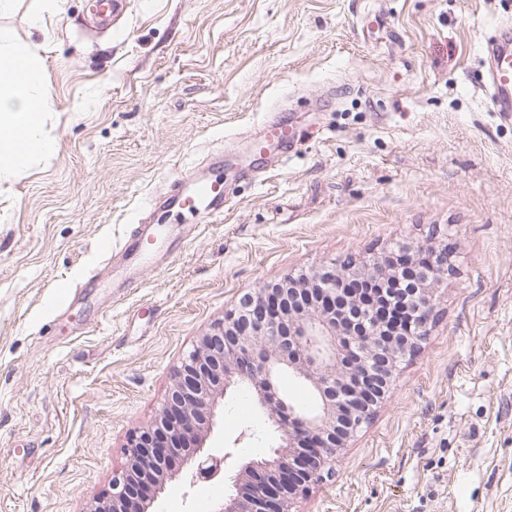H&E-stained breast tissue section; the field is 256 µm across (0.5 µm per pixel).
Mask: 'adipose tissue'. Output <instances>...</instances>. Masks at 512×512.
Instances as JSON below:
<instances>
[{"label": "adipose tissue", "mask_w": 512, "mask_h": 512, "mask_svg": "<svg viewBox=\"0 0 512 512\" xmlns=\"http://www.w3.org/2000/svg\"><path fill=\"white\" fill-rule=\"evenodd\" d=\"M52 107L36 44L0 34V180L21 177L51 150L43 121Z\"/></svg>", "instance_id": "ef3b65f1"}]
</instances>
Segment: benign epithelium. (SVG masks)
<instances>
[{"mask_svg":"<svg viewBox=\"0 0 512 512\" xmlns=\"http://www.w3.org/2000/svg\"><path fill=\"white\" fill-rule=\"evenodd\" d=\"M426 252L429 267L412 299L415 321L403 336H379L376 315L370 312L363 314L370 328L357 332L323 307L336 303V294L351 280L384 274L379 258L348 259L309 276L305 285L289 276L243 295L224 320L198 337L175 370L158 417L126 447L125 466L112 476V494L88 512H151L154 502L135 497V484L147 476L152 488H165L172 480L169 464L177 457L193 464L195 479L224 476L229 455L203 458L200 453L219 400L238 387L246 388L266 411L279 445L236 471L232 489L214 512H291L296 497L322 479L336 453L375 413L369 404L346 402L337 394L392 373L397 357L413 354L426 336L436 288L450 268L447 251L428 247ZM301 292H313L317 300L291 306L290 299ZM284 371L310 384V408L298 407L281 391ZM340 418L345 427L338 433Z\"/></svg>","mask_w":512,"mask_h":512,"instance_id":"7a95c632","label":"benign epithelium"}]
</instances>
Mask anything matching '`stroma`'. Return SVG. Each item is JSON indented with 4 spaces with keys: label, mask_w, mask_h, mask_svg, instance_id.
<instances>
[{
    "label": "stroma",
    "mask_w": 512,
    "mask_h": 512,
    "mask_svg": "<svg viewBox=\"0 0 512 512\" xmlns=\"http://www.w3.org/2000/svg\"><path fill=\"white\" fill-rule=\"evenodd\" d=\"M56 2L0 14L53 101L52 151L0 183V512H85L244 293L404 243L448 250L439 315L295 512H512V119L484 84L512 0H120L105 26ZM277 115L298 144L256 151ZM191 167L223 180L222 223L156 207ZM148 218L157 259L116 264ZM276 442L241 389L205 449ZM227 489L180 472L154 508Z\"/></svg>",
    "instance_id": "obj_1"
}]
</instances>
